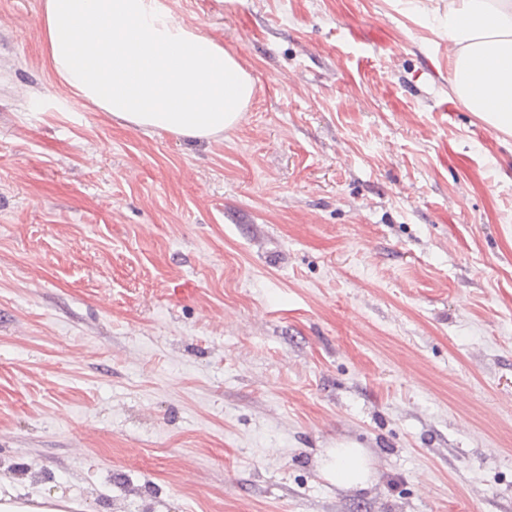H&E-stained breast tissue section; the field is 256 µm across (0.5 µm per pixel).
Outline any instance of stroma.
<instances>
[{
    "instance_id": "1",
    "label": "stroma",
    "mask_w": 512,
    "mask_h": 512,
    "mask_svg": "<svg viewBox=\"0 0 512 512\" xmlns=\"http://www.w3.org/2000/svg\"><path fill=\"white\" fill-rule=\"evenodd\" d=\"M215 140L92 110L0 0V488L79 512H512V135L415 0H168ZM341 440L377 476L320 473Z\"/></svg>"
}]
</instances>
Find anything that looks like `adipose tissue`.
Here are the masks:
<instances>
[{
  "label": "adipose tissue",
  "mask_w": 512,
  "mask_h": 512,
  "mask_svg": "<svg viewBox=\"0 0 512 512\" xmlns=\"http://www.w3.org/2000/svg\"><path fill=\"white\" fill-rule=\"evenodd\" d=\"M450 89L469 112L512 135V0H448ZM43 54L58 80L97 111L144 132L211 140L235 127L254 82L222 43L179 20L166 0H44ZM337 486L374 480L365 448L328 449Z\"/></svg>",
  "instance_id": "obj_1"
}]
</instances>
